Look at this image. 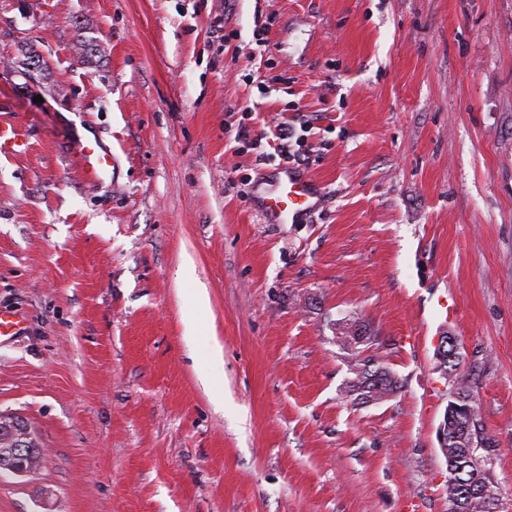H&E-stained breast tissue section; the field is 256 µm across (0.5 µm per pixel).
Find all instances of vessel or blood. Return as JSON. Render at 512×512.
Wrapping results in <instances>:
<instances>
[{"instance_id":"b4317fda","label":"vessel or blood","mask_w":512,"mask_h":512,"mask_svg":"<svg viewBox=\"0 0 512 512\" xmlns=\"http://www.w3.org/2000/svg\"><path fill=\"white\" fill-rule=\"evenodd\" d=\"M25 134L14 125L0 124V155L16 154L25 146ZM75 153L91 181L112 177V152L99 142L80 140ZM320 187L304 171L281 166L269 176L261 197V217L267 224H296L314 211L319 203Z\"/></svg>"}]
</instances>
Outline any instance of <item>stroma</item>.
<instances>
[{"label":"stroma","instance_id":"stroma-1","mask_svg":"<svg viewBox=\"0 0 512 512\" xmlns=\"http://www.w3.org/2000/svg\"><path fill=\"white\" fill-rule=\"evenodd\" d=\"M285 119L325 195L266 224L235 136ZM2 123L0 413L46 462L0 512H448L444 335L512 499V0H0ZM359 357L398 393L344 399ZM25 134L14 125L0 124V155L16 154L26 145ZM75 153L84 173L93 182L112 179V151L98 141L78 140Z\"/></svg>","mask_w":512,"mask_h":512}]
</instances>
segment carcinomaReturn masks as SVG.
Listing matches in <instances>:
<instances>
[{"instance_id": "carcinoma-1", "label": "carcinoma", "mask_w": 512, "mask_h": 512, "mask_svg": "<svg viewBox=\"0 0 512 512\" xmlns=\"http://www.w3.org/2000/svg\"><path fill=\"white\" fill-rule=\"evenodd\" d=\"M337 341L372 343L375 337L343 325ZM460 365L458 344L448 343L437 362L438 370L454 384V399L459 407L448 408V443L442 449L448 463V512H512V503L503 501L494 479L491 439L484 432L481 413L468 381L457 373ZM352 378L343 390L344 398L360 404L378 403L394 396L401 388L396 375L372 358H362L351 367Z\"/></svg>"}]
</instances>
